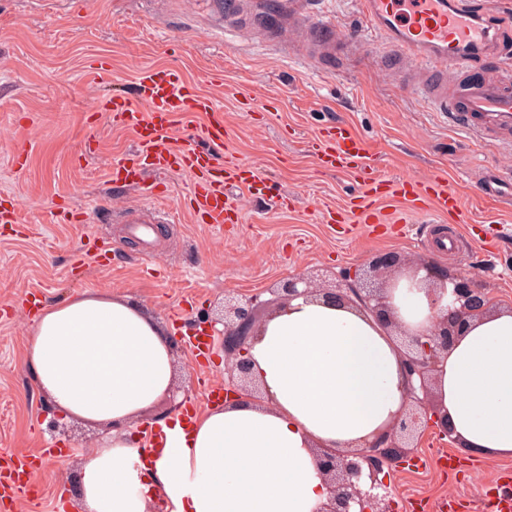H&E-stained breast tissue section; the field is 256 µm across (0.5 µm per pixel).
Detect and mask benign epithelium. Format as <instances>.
I'll use <instances>...</instances> for the list:
<instances>
[{
    "label": "benign epithelium",
    "instance_id": "benign-epithelium-1",
    "mask_svg": "<svg viewBox=\"0 0 512 512\" xmlns=\"http://www.w3.org/2000/svg\"><path fill=\"white\" fill-rule=\"evenodd\" d=\"M418 268L425 270V281L431 288L452 284L445 311L434 330L425 333L396 329L389 289L398 287V282L390 275L378 283L347 272L331 288H315L310 278L300 276L270 289L275 295V307H282L297 297L318 293L337 305H351L363 310L387 332L394 331L401 337V374L405 381L407 409L386 433L357 451L313 449L328 493L327 501L315 512H392L391 475L393 468L403 461L404 449L417 447L419 439L431 429L437 428L444 436L451 437L450 428L442 422L432 401L431 376L466 322L486 313L492 307V300L475 287L470 277L451 275L427 262L418 263ZM261 307L254 296L228 294L208 312L206 322L224 324L226 400L240 396L254 402H271L269 393L254 381L247 357Z\"/></svg>",
    "mask_w": 512,
    "mask_h": 512
}]
</instances>
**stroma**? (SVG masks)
Returning <instances> with one entry per match:
<instances>
[{"label":"stroma","instance_id":"stroma-1","mask_svg":"<svg viewBox=\"0 0 512 512\" xmlns=\"http://www.w3.org/2000/svg\"><path fill=\"white\" fill-rule=\"evenodd\" d=\"M217 0H0V194L18 204V223H0V453L41 456L48 442L62 455L45 459L49 478L9 512H61L81 499L82 467L112 429L63 417L27 365L24 339L36 316L37 292L53 303L84 292L121 295L141 304L168 328H192L224 293L259 295L297 275L338 277L365 269L385 253L429 259L450 274L469 275L498 305L512 306V201L487 196L479 177L512 172V151L478 144L451 127L409 86L382 76L375 61L384 40L369 29L357 0H311L312 19L355 41L358 53L331 73L300 51L274 45L269 34L225 18ZM174 65L218 100L230 137L204 139L205 116L177 128L216 162L250 164L287 197L286 205L251 198L231 187L241 221L223 232L194 223L155 224L149 238L132 233L127 216L151 202L112 190L113 155L135 151L132 131L114 127L97 100L133 90L141 70ZM219 70L244 90L235 99L206 81ZM341 123L363 139L388 178L445 172L471 220L401 223L403 207L387 202L392 224L329 223L328 213L362 191L344 171L320 168L310 142ZM27 164L16 169L15 153ZM206 362L176 356L177 397L204 410L205 390L225 381L224 346L214 341ZM447 439L432 433L410 449L392 479L394 512H412L413 499L435 505L457 498L483 512L490 486L512 457L464 459L444 473Z\"/></svg>","mask_w":512,"mask_h":512}]
</instances>
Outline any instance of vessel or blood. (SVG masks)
<instances>
[{
  "label": "vessel or blood",
  "mask_w": 512,
  "mask_h": 512,
  "mask_svg": "<svg viewBox=\"0 0 512 512\" xmlns=\"http://www.w3.org/2000/svg\"><path fill=\"white\" fill-rule=\"evenodd\" d=\"M367 23L384 39L401 72L421 71V97L437 112L447 113L454 125L481 144L512 151V66L495 76L476 80L470 64L499 57L504 24L498 23V0H359ZM264 25L289 29L310 28L308 0H288L281 14L258 15ZM337 31L310 37L299 49L320 68L335 69L345 58L336 44ZM137 97L112 95L105 105L115 126L132 130L138 150L113 156L109 169L113 184L151 199L163 198V175L186 173L192 178L190 208L196 223L220 230L238 223L240 208L226 192L227 185L246 186L251 197L265 196L267 182L245 164L228 161L216 166L212 155L194 147L173 146L170 134L178 114H206L205 137L223 145L227 131L224 109L171 66L144 69L137 81ZM319 167L355 173L364 190L352 212L363 223L386 219L378 202L394 198L407 211L429 217L464 218L461 198L444 175L422 179L392 180L379 174L358 137L337 125L326 129L310 145ZM45 469L29 457L0 458V500H15L34 491Z\"/></svg>",
  "instance_id": "b4317fda"
}]
</instances>
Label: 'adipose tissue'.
Segmentation results:
<instances>
[{
    "label": "adipose tissue",
    "instance_id": "adipose-tissue-1",
    "mask_svg": "<svg viewBox=\"0 0 512 512\" xmlns=\"http://www.w3.org/2000/svg\"><path fill=\"white\" fill-rule=\"evenodd\" d=\"M402 268L397 322L430 331L438 315ZM248 356L269 406L235 401L158 419L146 463L133 466L140 424L177 378L167 329L127 298L84 293L42 307L26 360L63 416L113 431L84 463V512H315L327 497L314 447L345 450L383 433L402 410L397 344L369 316L300 297L266 318ZM439 414L465 456H512V309L464 327L435 373Z\"/></svg>",
    "mask_w": 512,
    "mask_h": 512
}]
</instances>
